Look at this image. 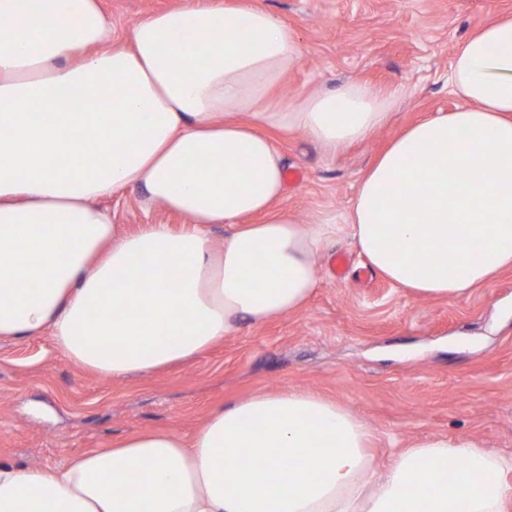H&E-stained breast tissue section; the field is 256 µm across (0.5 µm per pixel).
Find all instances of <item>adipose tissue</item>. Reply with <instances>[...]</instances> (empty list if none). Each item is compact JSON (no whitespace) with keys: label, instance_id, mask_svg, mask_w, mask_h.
<instances>
[{"label":"adipose tissue","instance_id":"adipose-tissue-1","mask_svg":"<svg viewBox=\"0 0 512 512\" xmlns=\"http://www.w3.org/2000/svg\"><path fill=\"white\" fill-rule=\"evenodd\" d=\"M302 55L260 6L187 0L117 43L99 0H0V337L49 334L121 379L303 308L337 227L276 213L287 159L267 131L333 154L390 112L356 83L282 97ZM448 86L461 106L391 139L345 224L382 277L442 299L512 267V15L466 37ZM132 186L190 228L122 230L97 201ZM372 436L339 401L259 392L188 440L142 431L54 467L0 459V512H512V456L437 436L379 474Z\"/></svg>","mask_w":512,"mask_h":512}]
</instances>
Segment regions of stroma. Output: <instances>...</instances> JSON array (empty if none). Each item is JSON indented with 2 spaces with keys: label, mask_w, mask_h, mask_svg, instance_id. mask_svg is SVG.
<instances>
[{
  "label": "stroma",
  "mask_w": 512,
  "mask_h": 512,
  "mask_svg": "<svg viewBox=\"0 0 512 512\" xmlns=\"http://www.w3.org/2000/svg\"><path fill=\"white\" fill-rule=\"evenodd\" d=\"M186 0H100L122 37L152 13ZM269 9L304 54L281 87L293 99L360 82L398 91L388 125L336 155L297 130L274 131L300 181L278 210L302 224L340 221L357 182L395 132L453 111L448 69L463 39L512 0H244ZM134 186L100 200L113 223L186 226ZM350 259L343 280L336 253ZM307 305L246 326L192 361L148 376L101 377L58 351L49 336L0 338V457L54 465L144 430L191 437L214 410L262 391L308 390L339 400L373 431L376 469L428 438L467 436L512 456V269L452 299L422 298L368 270L347 231L316 257Z\"/></svg>",
  "instance_id": "1"
}]
</instances>
